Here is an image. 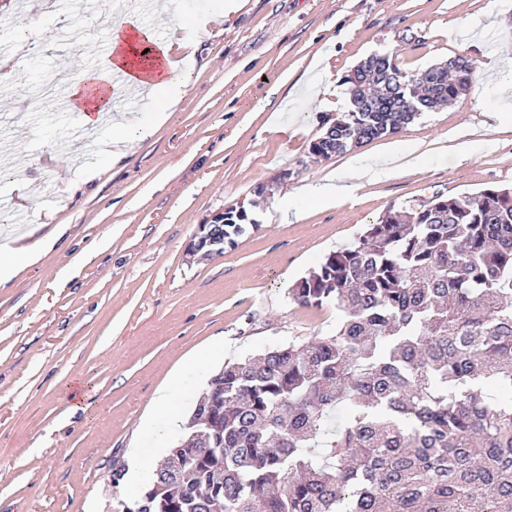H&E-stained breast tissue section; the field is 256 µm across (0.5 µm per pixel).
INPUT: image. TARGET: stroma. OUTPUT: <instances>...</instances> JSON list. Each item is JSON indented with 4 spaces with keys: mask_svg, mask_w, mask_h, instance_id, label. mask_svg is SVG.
I'll use <instances>...</instances> for the list:
<instances>
[{
    "mask_svg": "<svg viewBox=\"0 0 512 512\" xmlns=\"http://www.w3.org/2000/svg\"><path fill=\"white\" fill-rule=\"evenodd\" d=\"M59 18L28 38L14 85L0 86V205L10 215L0 243L53 241L0 285V512H111L130 492L113 472L158 462L142 422L174 372L209 376L269 345L326 335L335 307L288 296L320 259L388 208L512 184V0H245L197 38L162 125L119 163L100 154L63 172L66 112L44 104L33 76L64 70L78 82L91 71L47 48L63 34L81 41L92 16L69 0ZM386 51L413 73L465 56L476 83L399 134L310 158L337 116L319 105L325 89ZM418 144V168L395 177L348 169L352 157ZM332 172L353 178L352 196L282 215L287 195ZM262 185L271 194L258 195ZM239 204L257 228L187 260L199 225ZM219 339L223 353L209 354ZM77 380L87 396L74 411Z\"/></svg>",
    "mask_w": 512,
    "mask_h": 512,
    "instance_id": "1",
    "label": "stroma"
}]
</instances>
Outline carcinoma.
Segmentation results:
<instances>
[{"mask_svg":"<svg viewBox=\"0 0 512 512\" xmlns=\"http://www.w3.org/2000/svg\"><path fill=\"white\" fill-rule=\"evenodd\" d=\"M364 58L322 159L475 83ZM255 222L224 210V243ZM336 328L210 378L136 512H512V188L390 208L290 289Z\"/></svg>","mask_w":512,"mask_h":512,"instance_id":"cac0c4a2","label":"carcinoma"}]
</instances>
